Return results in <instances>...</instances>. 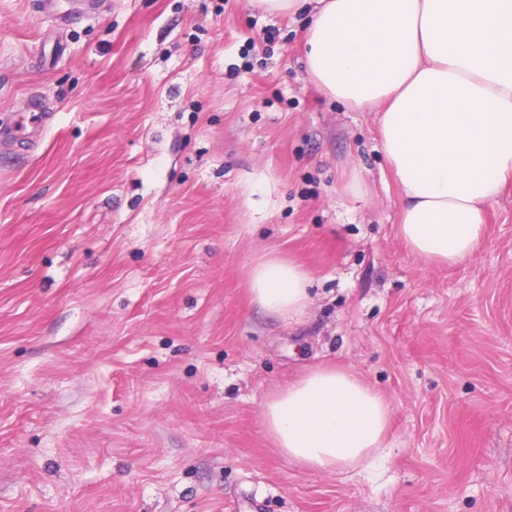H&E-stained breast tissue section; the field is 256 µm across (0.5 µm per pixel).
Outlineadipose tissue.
<instances>
[{"mask_svg":"<svg viewBox=\"0 0 512 512\" xmlns=\"http://www.w3.org/2000/svg\"><path fill=\"white\" fill-rule=\"evenodd\" d=\"M311 6L305 67L329 97L379 115L401 200L398 235L426 263L453 267L485 241L488 207L512 181V0H258ZM308 273L267 254L248 288L285 320L310 302ZM389 401L350 370L318 366L277 388L262 423L280 453L333 472L384 447Z\"/></svg>","mask_w":512,"mask_h":512,"instance_id":"1","label":"adipose tissue"}]
</instances>
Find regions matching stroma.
<instances>
[{
    "label": "stroma",
    "mask_w": 512,
    "mask_h": 512,
    "mask_svg": "<svg viewBox=\"0 0 512 512\" xmlns=\"http://www.w3.org/2000/svg\"><path fill=\"white\" fill-rule=\"evenodd\" d=\"M59 8L0 0V512H512V188L471 260L426 265L377 113L304 69L309 11ZM270 253L310 274L300 322L251 300ZM320 364L393 408L334 473L262 427Z\"/></svg>",
    "instance_id": "obj_1"
}]
</instances>
